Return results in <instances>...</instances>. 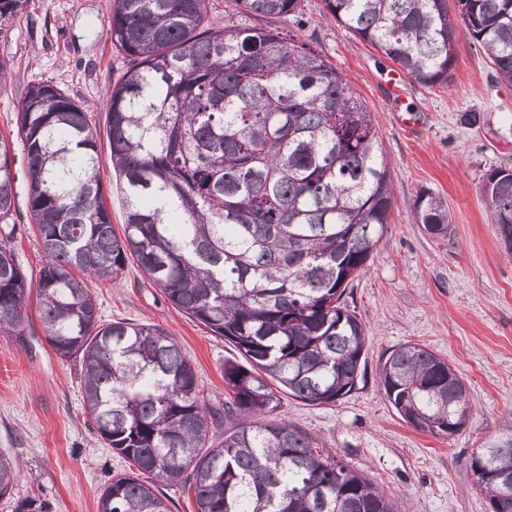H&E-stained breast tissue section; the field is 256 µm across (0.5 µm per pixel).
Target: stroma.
Here are the masks:
<instances>
[{
	"label": "stroma",
	"mask_w": 512,
	"mask_h": 512,
	"mask_svg": "<svg viewBox=\"0 0 512 512\" xmlns=\"http://www.w3.org/2000/svg\"><path fill=\"white\" fill-rule=\"evenodd\" d=\"M323 6L301 0L297 24L245 13L232 0L208 4L210 26L275 28L325 56L364 101L391 177L389 224L348 297L365 329V378L331 405L284 396L279 416L406 512H491L470 463L475 448L512 421V257L490 222L486 193L492 171L512 169V85L494 80L483 50L460 26L451 84L431 88L410 79L394 98L379 81L392 61L326 19ZM111 11L112 0H30L15 21L0 26V62L8 72L0 86V134L13 139L16 174L12 246L32 284L42 250L27 209L26 153L14 136L31 85L51 82L86 108L112 225L124 222L103 101L131 61L106 35ZM467 113L474 122H463ZM422 189L447 205V236L415 224L412 208ZM89 288L103 320L151 324L173 336L204 396L223 404L224 362L237 358V350L175 308L136 261L117 280H94ZM28 315L24 339L0 334V458L21 465L12 490L0 497V512H14L29 496L49 512H98L105 484L130 463L94 430L82 406L80 369L46 342L37 303ZM407 343L448 361L467 384L472 416L452 436L413 428L384 394L380 362Z\"/></svg>",
	"instance_id": "1"
}]
</instances>
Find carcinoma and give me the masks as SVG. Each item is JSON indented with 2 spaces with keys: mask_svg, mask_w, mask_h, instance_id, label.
Instances as JSON below:
<instances>
[{
  "mask_svg": "<svg viewBox=\"0 0 512 512\" xmlns=\"http://www.w3.org/2000/svg\"><path fill=\"white\" fill-rule=\"evenodd\" d=\"M208 0H112L106 30L133 60L107 92L108 140L126 218L116 234L81 103L42 82L16 114L30 219L44 264L27 283L0 240V332L25 335L36 292L48 344L81 365L86 414L139 475L104 487L99 512H169L158 484L193 493L195 512H398L364 475L278 418L280 392L330 405L365 376V333L345 294L389 223L392 185L363 101L324 56L263 27L204 24ZM302 21L301 0H235ZM29 0H0V24ZM496 79L512 84V0H457ZM324 15L418 83L447 86L456 54L445 0H324ZM11 147L0 137V223L13 216ZM491 219L512 256V169L488 178ZM413 218L448 233L422 189ZM135 259L171 304L231 344L218 415L163 329L101 319L85 278L112 281ZM408 343L380 365L403 420L453 435L469 420L466 382ZM231 433L208 440L218 419ZM492 512H512V422L475 449ZM19 470L0 459V496Z\"/></svg>",
  "mask_w": 512,
  "mask_h": 512,
  "instance_id": "1",
  "label": "carcinoma"
}]
</instances>
